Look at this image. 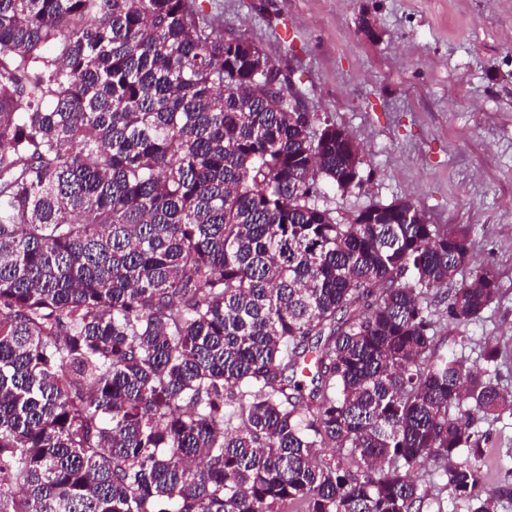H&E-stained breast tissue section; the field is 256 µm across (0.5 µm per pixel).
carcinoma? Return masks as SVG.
Listing matches in <instances>:
<instances>
[{"instance_id":"obj_1","label":"carcinoma","mask_w":512,"mask_h":512,"mask_svg":"<svg viewBox=\"0 0 512 512\" xmlns=\"http://www.w3.org/2000/svg\"><path fill=\"white\" fill-rule=\"evenodd\" d=\"M194 0H0V512H467L504 354L462 226L341 221L360 148Z\"/></svg>"}]
</instances>
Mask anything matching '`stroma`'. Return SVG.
<instances>
[{"label":"stroma","mask_w":512,"mask_h":512,"mask_svg":"<svg viewBox=\"0 0 512 512\" xmlns=\"http://www.w3.org/2000/svg\"><path fill=\"white\" fill-rule=\"evenodd\" d=\"M224 34H245L314 112L365 147L361 184L321 185L347 218L412 200L429 223L470 230L475 265L504 292L483 320L433 314L439 348L512 351V0H197ZM369 31H362V22ZM486 487L512 468V417L484 422Z\"/></svg>","instance_id":"35a3bbf8"}]
</instances>
